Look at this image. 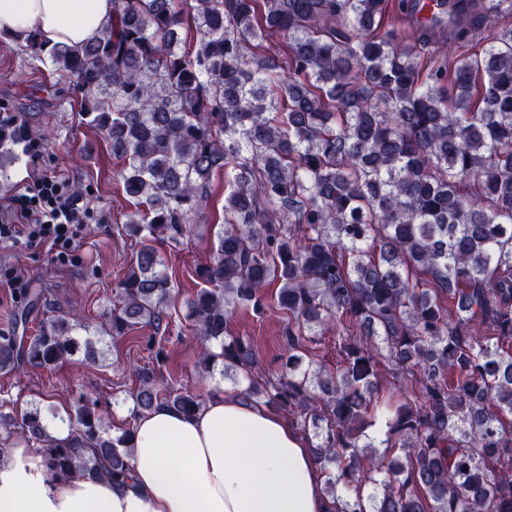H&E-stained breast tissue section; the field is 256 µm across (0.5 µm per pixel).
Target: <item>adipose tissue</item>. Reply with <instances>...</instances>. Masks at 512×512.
I'll return each instance as SVG.
<instances>
[{
	"instance_id": "ef3b65f1",
	"label": "adipose tissue",
	"mask_w": 512,
	"mask_h": 512,
	"mask_svg": "<svg viewBox=\"0 0 512 512\" xmlns=\"http://www.w3.org/2000/svg\"><path fill=\"white\" fill-rule=\"evenodd\" d=\"M112 19V0H0V37L34 31L45 47L78 45ZM0 470V512H326L324 476L287 418L218 393L194 414L140 416L131 476L47 478L17 445Z\"/></svg>"
}]
</instances>
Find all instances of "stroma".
I'll return each instance as SVG.
<instances>
[{
  "label": "stroma",
  "instance_id": "obj_1",
  "mask_svg": "<svg viewBox=\"0 0 512 512\" xmlns=\"http://www.w3.org/2000/svg\"><path fill=\"white\" fill-rule=\"evenodd\" d=\"M58 81L47 56L35 55L24 42L0 38V106L45 140L44 153L34 161L21 155L12 141L0 143V207L23 178L43 172L69 180L91 206L79 243L63 255L45 246L0 245V332L32 336L61 316L81 346L55 366L0 368V399H13L18 410L38 412L49 421L67 418L81 395L93 396L103 417L102 434L114 438L127 428L136 409L132 394L139 385L137 368L153 369L157 385L206 397L218 390H239L225 379L223 363L199 374V338L185 305L201 285L198 268L213 256L224 230V177L212 178L184 239L156 243L176 285L170 335L152 343L149 328L139 327L113 337L109 325L116 289L133 251L132 242L116 228L126 223L134 205L122 188L123 159L113 155L91 116L81 112L75 94L58 90ZM35 294L39 303L26 321H19L23 301ZM287 323V315L273 303L260 315L242 307L235 311L230 331L250 343L264 375L278 376L285 370L282 331ZM158 353L163 356L159 362L154 359Z\"/></svg>",
  "mask_w": 512,
  "mask_h": 512
}]
</instances>
